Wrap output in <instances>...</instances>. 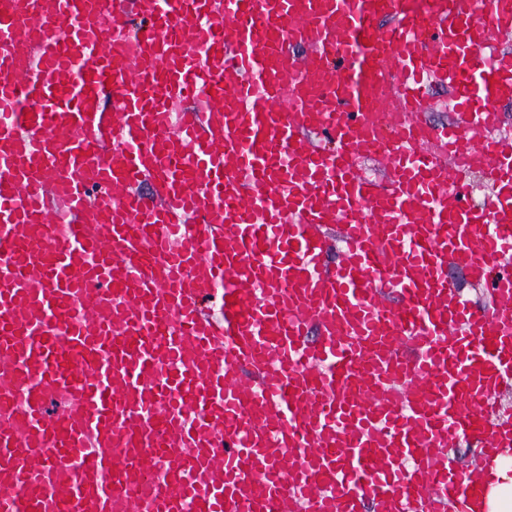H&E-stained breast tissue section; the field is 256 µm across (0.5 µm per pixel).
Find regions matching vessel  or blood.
I'll return each mask as SVG.
<instances>
[{"label": "vessel or blood", "mask_w": 512, "mask_h": 512, "mask_svg": "<svg viewBox=\"0 0 512 512\" xmlns=\"http://www.w3.org/2000/svg\"><path fill=\"white\" fill-rule=\"evenodd\" d=\"M511 36L512 0H0V512L481 499L448 449L512 440Z\"/></svg>", "instance_id": "vessel-or-blood-1"}]
</instances>
